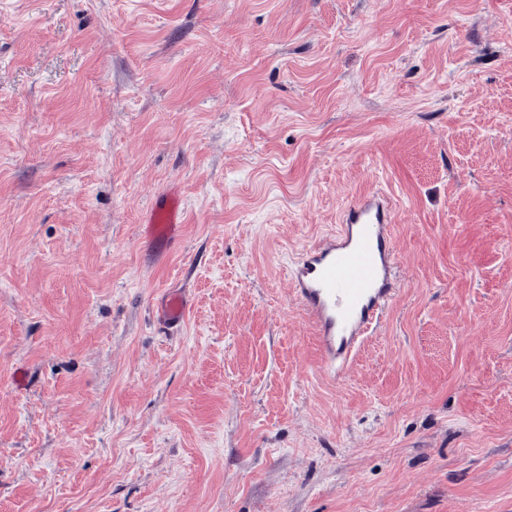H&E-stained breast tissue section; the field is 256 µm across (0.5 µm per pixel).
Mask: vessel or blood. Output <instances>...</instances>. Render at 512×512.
I'll list each match as a JSON object with an SVG mask.
<instances>
[{
  "label": "vessel or blood",
  "mask_w": 512,
  "mask_h": 512,
  "mask_svg": "<svg viewBox=\"0 0 512 512\" xmlns=\"http://www.w3.org/2000/svg\"><path fill=\"white\" fill-rule=\"evenodd\" d=\"M176 210L153 208L152 235L173 233ZM395 204L385 192L360 197L344 209L335 230L306 247L285 274L321 347V368L329 376L344 374L361 345L374 334L400 291L392 226ZM186 302L167 294L162 317L179 324Z\"/></svg>",
  "instance_id": "b4317fda"
}]
</instances>
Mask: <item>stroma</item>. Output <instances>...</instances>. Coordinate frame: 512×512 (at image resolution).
Segmentation results:
<instances>
[{
  "label": "stroma",
  "instance_id": "stroma-1",
  "mask_svg": "<svg viewBox=\"0 0 512 512\" xmlns=\"http://www.w3.org/2000/svg\"><path fill=\"white\" fill-rule=\"evenodd\" d=\"M379 187L331 380L284 266ZM0 512H512V0H0ZM178 219V211L169 210L166 207H155L149 216V228L157 239H167L175 230ZM186 302L179 293H168L162 306L163 319L173 325L179 324L184 317Z\"/></svg>",
  "mask_w": 512,
  "mask_h": 512
}]
</instances>
